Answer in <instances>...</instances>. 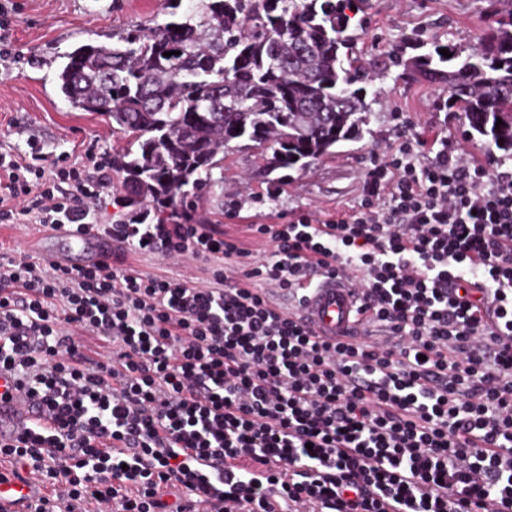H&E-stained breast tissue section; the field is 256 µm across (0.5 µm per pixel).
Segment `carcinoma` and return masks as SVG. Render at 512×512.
<instances>
[{
    "label": "carcinoma",
    "mask_w": 512,
    "mask_h": 512,
    "mask_svg": "<svg viewBox=\"0 0 512 512\" xmlns=\"http://www.w3.org/2000/svg\"><path fill=\"white\" fill-rule=\"evenodd\" d=\"M197 2L176 20L115 34L111 46L76 47L57 74L72 109L104 117L123 139L112 176L139 205L135 224L192 212L188 198L210 185L233 142L271 144V171L304 170L367 123L369 104L352 88L366 76L342 50L352 41L345 10L369 0ZM415 74L445 85L448 110L512 153V9L468 54L436 42L409 58L403 76Z\"/></svg>",
    "instance_id": "cac0c4a2"
}]
</instances>
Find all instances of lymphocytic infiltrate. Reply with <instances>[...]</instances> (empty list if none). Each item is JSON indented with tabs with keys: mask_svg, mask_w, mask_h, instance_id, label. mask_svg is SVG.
Here are the masks:
<instances>
[{
	"mask_svg": "<svg viewBox=\"0 0 512 512\" xmlns=\"http://www.w3.org/2000/svg\"><path fill=\"white\" fill-rule=\"evenodd\" d=\"M422 145L399 137L355 211L252 225L262 261L216 224L98 223L109 154L1 151V224L223 263L192 283L120 256L0 263V370L32 411L0 463L43 486L31 512H512V176ZM321 272L385 340L300 320Z\"/></svg>",
	"mask_w": 512,
	"mask_h": 512,
	"instance_id": "f902f5d3",
	"label": "lymphocytic infiltrate"
}]
</instances>
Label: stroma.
<instances>
[{"label":"stroma","mask_w":512,"mask_h":512,"mask_svg":"<svg viewBox=\"0 0 512 512\" xmlns=\"http://www.w3.org/2000/svg\"><path fill=\"white\" fill-rule=\"evenodd\" d=\"M12 17L14 55L0 59V151H27L28 141L46 153L66 154L81 163L85 152H112L122 140L101 116L70 108L61 94L57 74L63 56L89 40L108 42L113 33L135 25L166 22L167 0H18ZM491 0H370L363 20L354 22L350 54L363 70H381L383 77L365 86L371 112L362 135L341 142L334 154L308 169L289 171L273 181L265 163L270 146H247L224 154L212 172V184L193 199L205 224H223L244 234L247 225L287 221L298 211L317 217L356 210L363 198L374 157L397 140L404 122L426 142L466 145L472 157L488 148L472 139L462 113L447 111L445 92L419 79L403 77L394 50L408 44L451 43L474 50L492 20ZM42 226L29 218L0 223V254L28 255L40 260L36 239ZM133 269L193 280L204 276L203 265L174 262L153 254L127 253Z\"/></svg>","instance_id":"stroma-1"}]
</instances>
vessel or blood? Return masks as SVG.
Returning a JSON list of instances; mask_svg holds the SVG:
<instances>
[{"instance_id": "b4317fda", "label": "vessel or blood", "mask_w": 512, "mask_h": 512, "mask_svg": "<svg viewBox=\"0 0 512 512\" xmlns=\"http://www.w3.org/2000/svg\"><path fill=\"white\" fill-rule=\"evenodd\" d=\"M110 238L94 232L78 234L61 228L41 238L39 247L51 261L68 267H89L112 261ZM360 296L349 281L330 275L317 276L308 292L301 313L322 336L336 338L361 334L358 313ZM15 380L10 372L0 370V441L13 440L28 424L29 415L20 400L8 396ZM38 489L35 480H0V512H29L28 506Z\"/></svg>"}]
</instances>
